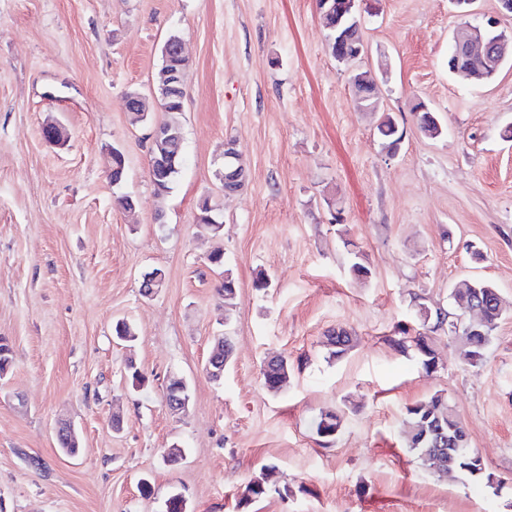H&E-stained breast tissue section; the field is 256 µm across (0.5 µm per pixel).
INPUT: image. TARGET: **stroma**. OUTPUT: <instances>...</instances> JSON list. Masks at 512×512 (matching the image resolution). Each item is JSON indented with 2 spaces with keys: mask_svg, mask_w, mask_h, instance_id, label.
<instances>
[{
  "mask_svg": "<svg viewBox=\"0 0 512 512\" xmlns=\"http://www.w3.org/2000/svg\"><path fill=\"white\" fill-rule=\"evenodd\" d=\"M357 12L374 112L355 107L316 0H0V336L13 356L0 512H164L176 493L188 512H512V488L421 468L402 425L442 395L487 472L512 480V62L486 82L447 67L459 27L512 31V15L498 0L469 15L452 0H358ZM173 33L189 56L183 163L159 198L146 135L162 114L130 124L125 99L151 94ZM418 100L438 137L420 132ZM384 114L403 134L394 155L376 135ZM51 120L65 146L45 142ZM230 139L248 177L227 194L215 171ZM112 146L126 158L119 186ZM205 196L220 235L196 222ZM217 249L238 286L229 311L206 260ZM356 258L367 279L352 277ZM156 268L164 285L143 296ZM261 272L270 287H256ZM465 277L494 284L507 314L482 366L441 329L424 370L393 341L421 330L417 304L454 308ZM120 319L136 340L114 339ZM339 326L354 343L336 359L325 335ZM218 336L233 354L215 382ZM276 356L290 376L273 393L261 369ZM173 376L189 386L180 415L165 401ZM328 411L341 418L331 442L312 428ZM64 422L78 456L58 446ZM175 445L184 454L166 463ZM267 467V494L241 504Z\"/></svg>",
  "mask_w": 512,
  "mask_h": 512,
  "instance_id": "35a3bbf8",
  "label": "stroma"
}]
</instances>
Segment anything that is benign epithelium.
<instances>
[{"mask_svg":"<svg viewBox=\"0 0 512 512\" xmlns=\"http://www.w3.org/2000/svg\"><path fill=\"white\" fill-rule=\"evenodd\" d=\"M356 0H344V5L336 6L332 0H316V5L328 30L336 33L333 43L336 44V59L349 64L359 58L363 50V40L353 34V30L342 24L345 15L352 12ZM493 23L485 26L468 25L454 37V54L448 58V70L465 79H484L495 74L502 68L512 50V36L492 31ZM164 70L151 97L139 92H130L126 98L127 112L134 116L146 111L148 105L165 112L174 103L182 90L188 70L182 67L181 60L187 58L185 42L179 37L174 41L164 43L162 47ZM377 78L370 70H352L350 89L356 107L362 111L377 110ZM45 141L61 145L67 139L63 125L58 122H48L43 128ZM148 171L153 185H159L174 167L181 153L183 132L169 125L159 123L147 134ZM224 157L231 161L228 171L221 175L224 193L230 194L237 190L245 178L246 170L240 163V155L234 141L224 143ZM164 276L161 272L150 273L144 277L141 288L146 297H151L163 287ZM463 313L451 315L450 324L456 334L464 333L468 337L480 332L485 325L481 307V295L474 294L467 304L461 305ZM232 348L228 345L218 346L210 355L206 364L209 376L219 378L224 375V366L228 363ZM186 381L178 379L174 395L166 398L170 411L182 413L186 411L189 397L185 394ZM456 458H462V466L478 473L485 472L483 459L480 455L472 454L461 438L453 439Z\"/></svg>","mask_w":512,"mask_h":512,"instance_id":"benign-epithelium-1","label":"benign epithelium"}]
</instances>
